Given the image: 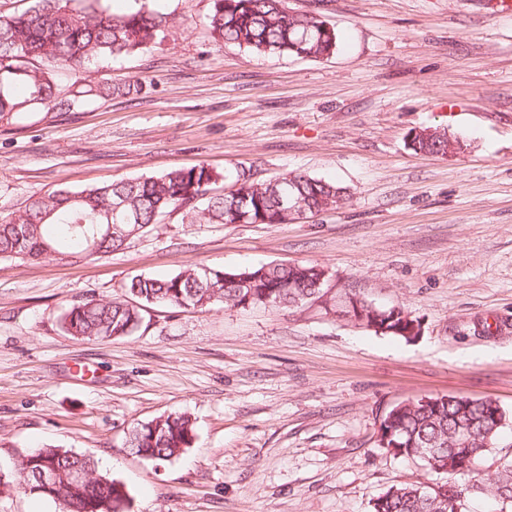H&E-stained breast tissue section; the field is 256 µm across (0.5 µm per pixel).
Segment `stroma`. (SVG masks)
Returning a JSON list of instances; mask_svg holds the SVG:
<instances>
[{
	"label": "stroma",
	"instance_id": "35a3bbf8",
	"mask_svg": "<svg viewBox=\"0 0 512 512\" xmlns=\"http://www.w3.org/2000/svg\"><path fill=\"white\" fill-rule=\"evenodd\" d=\"M169 38L64 85L138 81L68 111L0 118V219L34 196L203 164L215 191L291 172L331 179L337 209L288 224H186L165 214L124 250L61 264L0 260V470L41 446L92 456L125 482L130 512H372L437 476L379 448L402 401L496 402L506 425L484 460L512 459V15L482 0H286L334 26L331 57L215 45L211 0H145ZM445 127L464 150L413 152ZM323 266L330 291L404 306L411 340L321 302L270 309L147 306L129 336L77 340L64 311L135 276L189 266ZM169 413L191 448L157 465L126 446Z\"/></svg>",
	"mask_w": 512,
	"mask_h": 512
}]
</instances>
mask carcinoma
<instances>
[{"label":"carcinoma","mask_w":512,"mask_h":512,"mask_svg":"<svg viewBox=\"0 0 512 512\" xmlns=\"http://www.w3.org/2000/svg\"><path fill=\"white\" fill-rule=\"evenodd\" d=\"M209 25L215 42L272 55L323 58L336 51L335 29L326 28L320 15L295 12L284 0H212ZM167 15L142 3L115 14L99 0H34L21 13L0 11V115L24 109L67 112L90 96L110 95L120 86L108 81L72 89L59 83V69L73 64L105 62L163 41ZM38 60L31 70L27 63ZM416 152L448 150V130L426 128L415 134ZM281 184L239 186L214 193L212 171L198 165L175 168L158 176L121 180L79 191L57 189L47 198L36 196L8 220L0 219V260L35 261L52 248L74 259L100 257L123 249L125 240L109 235L112 224L138 234L158 223L168 210H185L189 224H235L248 216L249 224H286V209L297 205L307 213L337 208L347 195L334 181L303 173H287ZM119 202L122 208L112 209ZM326 269L310 263H269L242 269L190 266L168 278H133L121 296L88 298L73 304L62 327L74 338H118L130 335L142 322L146 305H186L194 309L214 303V293L232 306L300 307L313 300L330 303L327 291L315 287ZM343 302L358 307L356 323L376 333L409 340L417 320L403 306L379 308L358 294L346 292ZM506 416L489 400L442 396L398 403L382 420L378 446L417 459L443 476L432 485H401L378 497L372 512H464L467 498L487 496L512 512V462L491 471L483 467ZM470 438L456 437L460 428ZM191 419L184 414L160 416L133 427L127 447L141 458L167 462L190 448ZM91 477L76 484L77 465ZM47 466L57 470L47 489L37 485L35 473ZM20 482L5 479L4 490H22L52 501L58 512H127V486L99 470L93 457L59 447L36 448L19 460Z\"/></svg>","instance_id":"obj_1"}]
</instances>
